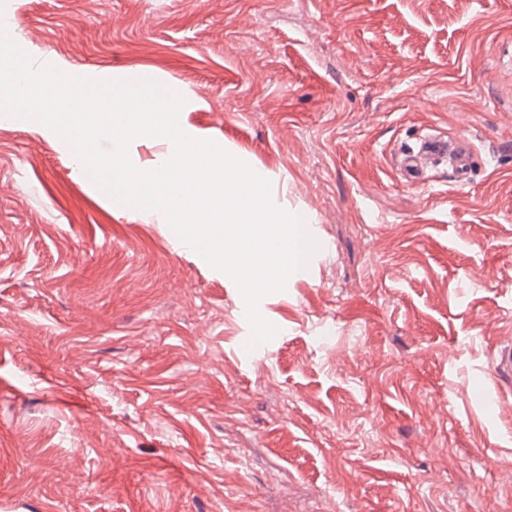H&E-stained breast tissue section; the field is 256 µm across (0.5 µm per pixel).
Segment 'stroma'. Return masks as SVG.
<instances>
[{"mask_svg": "<svg viewBox=\"0 0 512 512\" xmlns=\"http://www.w3.org/2000/svg\"><path fill=\"white\" fill-rule=\"evenodd\" d=\"M59 71L151 78L319 251L257 304L0 116V512H512V0H0ZM471 138L465 182L396 154Z\"/></svg>", "mask_w": 512, "mask_h": 512, "instance_id": "stroma-1", "label": "stroma"}]
</instances>
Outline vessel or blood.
Returning <instances> with one entry per match:
<instances>
[{"label":"vessel or blood","instance_id":"b4317fda","mask_svg":"<svg viewBox=\"0 0 512 512\" xmlns=\"http://www.w3.org/2000/svg\"><path fill=\"white\" fill-rule=\"evenodd\" d=\"M473 160V144L464 136L425 132L414 147L401 152L398 170L406 183L425 184L429 165L448 163L458 175L466 176Z\"/></svg>","mask_w":512,"mask_h":512}]
</instances>
